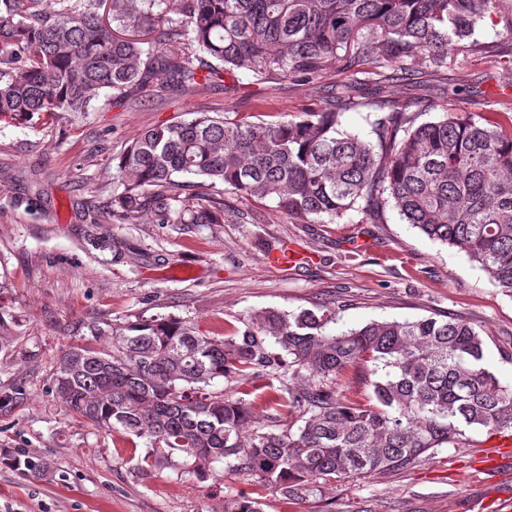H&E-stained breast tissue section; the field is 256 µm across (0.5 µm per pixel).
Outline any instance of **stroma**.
Returning a JSON list of instances; mask_svg holds the SVG:
<instances>
[{
  "mask_svg": "<svg viewBox=\"0 0 512 512\" xmlns=\"http://www.w3.org/2000/svg\"><path fill=\"white\" fill-rule=\"evenodd\" d=\"M471 52L436 74L397 79L386 100L410 102L421 120L445 105L486 114L512 101V35L484 24ZM353 77L339 58L327 77L258 80L185 96L154 84L120 103L100 98L79 118L31 128L0 121V392L24 398L0 412V512H224L249 491L224 461L205 478L144 469L147 441L84 422L51 390L59 357L91 338L99 320L173 315L200 332L230 331L265 309L335 308L338 328L370 321L454 317L485 340L484 365L512 386V296L457 249L429 240L387 209L382 224L357 212L336 223L302 222L274 202L224 193L220 224H159L144 214L89 223L106 209L116 159L141 131L197 113L275 122L324 108ZM25 171L28 182L14 175ZM495 435H467L413 467L346 479L317 496L259 495L262 512H512V460L486 470ZM29 453L33 477L5 460Z\"/></svg>",
  "mask_w": 512,
  "mask_h": 512,
  "instance_id": "obj_1",
  "label": "stroma"
}]
</instances>
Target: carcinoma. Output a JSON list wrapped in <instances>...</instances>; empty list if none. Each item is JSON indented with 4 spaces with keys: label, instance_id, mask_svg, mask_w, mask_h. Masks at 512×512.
<instances>
[{
    "label": "carcinoma",
    "instance_id": "1",
    "mask_svg": "<svg viewBox=\"0 0 512 512\" xmlns=\"http://www.w3.org/2000/svg\"><path fill=\"white\" fill-rule=\"evenodd\" d=\"M0 0V118L35 124L83 114L162 80L191 95L239 71L312 79L338 51L350 65L380 61L438 72L454 47L489 21L512 34V0ZM150 35V46L143 36ZM217 64H212V61ZM358 87L299 120L231 121L202 113L144 131L116 163L108 214L150 211L160 224H219L224 189L271 199L302 221L365 224L385 209L455 247L512 296V103L503 123L454 108L417 123L402 101L380 107L376 141L343 128ZM197 179L199 204L183 191ZM330 309H266L243 328L203 334L174 316L88 326L112 346L71 347L53 391L101 429L145 438L148 466L202 477L224 460L258 487L312 496L336 481L412 467L469 431H512V386L484 367L473 327L439 320L374 321L338 333ZM364 367L368 401L336 381ZM265 381L263 404L288 429L247 428L254 390H211L217 379ZM279 385H274V382ZM259 499L224 512H261Z\"/></svg>",
    "mask_w": 512,
    "mask_h": 512
}]
</instances>
